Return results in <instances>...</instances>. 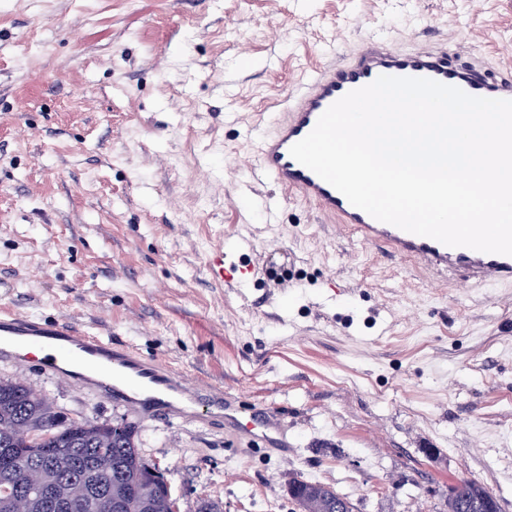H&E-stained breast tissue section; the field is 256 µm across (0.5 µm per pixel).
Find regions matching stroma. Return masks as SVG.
Masks as SVG:
<instances>
[{"label":"stroma","mask_w":512,"mask_h":512,"mask_svg":"<svg viewBox=\"0 0 512 512\" xmlns=\"http://www.w3.org/2000/svg\"><path fill=\"white\" fill-rule=\"evenodd\" d=\"M379 29L512 68V0H0V308L272 406L294 446L0 364L68 417L134 425L180 512H297L296 478L355 512H448L473 481L512 512V287L427 281L235 165L324 45L345 59ZM243 192L279 199L276 223ZM217 250L232 285L207 272Z\"/></svg>","instance_id":"1"}]
</instances>
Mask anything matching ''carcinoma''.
<instances>
[{
	"label": "carcinoma",
	"mask_w": 512,
	"mask_h": 512,
	"mask_svg": "<svg viewBox=\"0 0 512 512\" xmlns=\"http://www.w3.org/2000/svg\"><path fill=\"white\" fill-rule=\"evenodd\" d=\"M61 418L39 391L0 379V482L25 484L23 462L29 459L66 458L72 468L61 479L73 488L66 512H112L104 494L96 490L92 472L107 469L122 474L119 485L130 494L139 481L149 480V462L138 451L134 427L114 443L108 421Z\"/></svg>",
	"instance_id": "obj_1"
}]
</instances>
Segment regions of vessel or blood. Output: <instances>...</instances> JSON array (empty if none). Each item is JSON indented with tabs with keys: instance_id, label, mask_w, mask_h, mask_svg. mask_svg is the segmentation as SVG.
I'll use <instances>...</instances> for the list:
<instances>
[{
	"instance_id": "vessel-or-blood-1",
	"label": "vessel or blood",
	"mask_w": 512,
	"mask_h": 512,
	"mask_svg": "<svg viewBox=\"0 0 512 512\" xmlns=\"http://www.w3.org/2000/svg\"><path fill=\"white\" fill-rule=\"evenodd\" d=\"M381 75L428 78L472 96L512 99V72L492 73L486 59L471 54L466 46L419 42L403 48L378 32L352 58L313 69L300 88L289 92L284 109L245 127L243 139L252 147L247 159L251 172L313 203L362 244L409 260L430 280L472 289L511 286L512 256L449 247L378 221L292 158L291 146L312 131L331 104ZM31 345L42 351L40 365L45 372L76 377L85 391L107 397L141 417H219L225 431L236 438L288 446V436L270 407L242 411L223 390L191 380L132 348L114 346L64 320L46 323L1 308L0 361H22Z\"/></svg>"
}]
</instances>
